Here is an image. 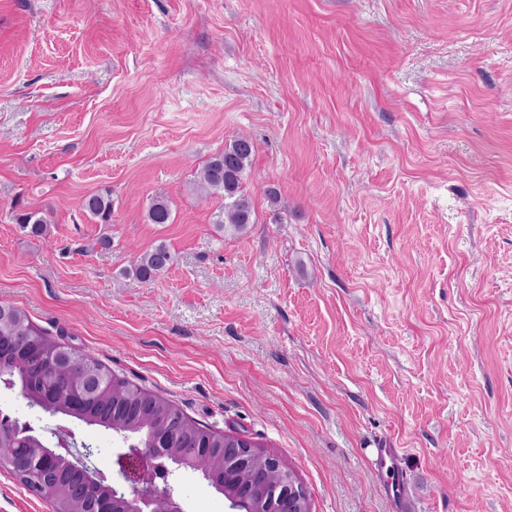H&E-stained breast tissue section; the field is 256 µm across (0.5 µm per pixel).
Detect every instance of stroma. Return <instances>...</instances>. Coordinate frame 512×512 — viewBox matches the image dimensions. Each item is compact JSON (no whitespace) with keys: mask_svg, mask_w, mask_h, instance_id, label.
I'll return each instance as SVG.
<instances>
[{"mask_svg":"<svg viewBox=\"0 0 512 512\" xmlns=\"http://www.w3.org/2000/svg\"><path fill=\"white\" fill-rule=\"evenodd\" d=\"M240 133L235 232L196 175ZM161 243L172 265L127 277ZM0 303L282 457L311 512H512V0H0ZM0 409L120 482L112 431ZM0 512L53 508L0 467ZM79 207L83 212L98 219L102 224H108L112 221V199L108 194H87L79 200ZM13 208V219L16 224L23 229H28L33 235L39 236L44 233L46 224H49L45 213L40 210L20 209L18 203H15ZM397 457L398 454L396 448L375 449L373 465L381 473L386 475L387 484L392 488L395 484L399 488L402 483V478L398 471Z\"/></svg>","mask_w":512,"mask_h":512,"instance_id":"1","label":"stroma"}]
</instances>
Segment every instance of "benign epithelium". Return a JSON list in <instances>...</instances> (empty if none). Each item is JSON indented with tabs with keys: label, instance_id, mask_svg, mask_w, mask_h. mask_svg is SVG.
Masks as SVG:
<instances>
[{
	"label": "benign epithelium",
	"instance_id": "7a95c632",
	"mask_svg": "<svg viewBox=\"0 0 512 512\" xmlns=\"http://www.w3.org/2000/svg\"><path fill=\"white\" fill-rule=\"evenodd\" d=\"M25 432L22 447L0 464L15 476L35 480L30 493L50 501L54 491L48 487L52 483L48 475L70 473L65 490L68 507L62 512H184L168 481L174 468L201 473L224 496L227 512H310L307 491L294 470L281 457L257 446L211 448L204 455L198 448H159L125 435L127 450L116 460L124 484L116 485L88 465L91 449L72 451L75 434L67 440L54 429L49 430V439L31 427ZM131 459L143 463L134 476L126 475ZM157 468L162 471L160 478Z\"/></svg>",
	"mask_w": 512,
	"mask_h": 512
}]
</instances>
